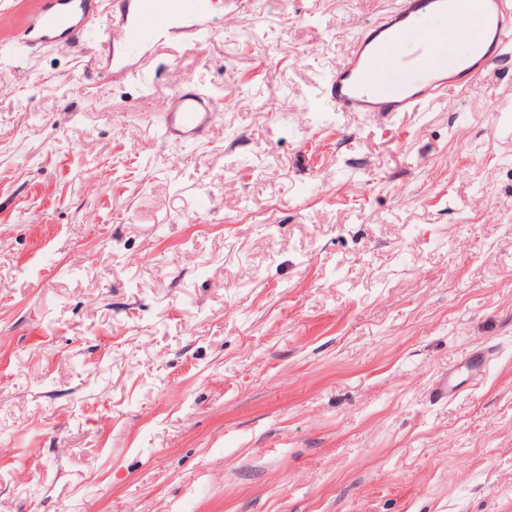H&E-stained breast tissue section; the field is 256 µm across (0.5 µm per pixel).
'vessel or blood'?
Wrapping results in <instances>:
<instances>
[{
    "label": "vessel or blood",
    "mask_w": 512,
    "mask_h": 512,
    "mask_svg": "<svg viewBox=\"0 0 512 512\" xmlns=\"http://www.w3.org/2000/svg\"><path fill=\"white\" fill-rule=\"evenodd\" d=\"M214 0H138L135 22L124 24L123 44L138 54L176 32L180 24L201 30ZM98 0H38L19 39L20 48L61 41L95 29ZM445 24L435 35L425 16ZM463 46L448 61V45ZM512 46V0H396L332 66L325 94L342 112L379 118L396 112H424L448 90L475 91L484 72ZM223 110V101L187 87L170 101L162 139L199 140Z\"/></svg>",
    "instance_id": "b4317fda"
}]
</instances>
